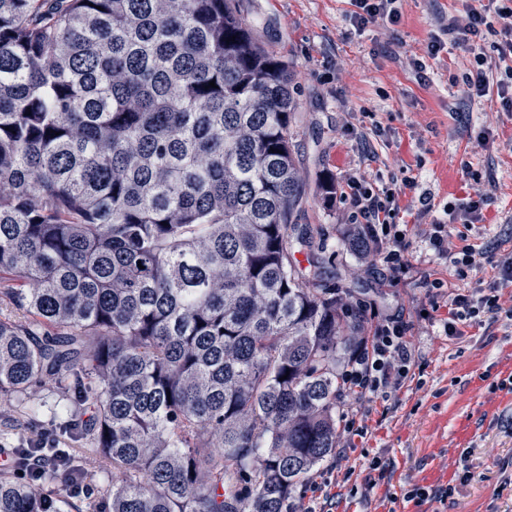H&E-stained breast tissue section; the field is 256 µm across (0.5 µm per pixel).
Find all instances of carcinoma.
<instances>
[{"label":"carcinoma","instance_id":"carcinoma-1","mask_svg":"<svg viewBox=\"0 0 512 512\" xmlns=\"http://www.w3.org/2000/svg\"><path fill=\"white\" fill-rule=\"evenodd\" d=\"M240 2L0 0V414L74 427L108 512H284L336 453L363 324L296 222L291 77ZM42 454L0 512H61Z\"/></svg>","mask_w":512,"mask_h":512}]
</instances>
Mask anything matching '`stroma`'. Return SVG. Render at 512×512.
Masks as SVG:
<instances>
[{
    "label": "stroma",
    "mask_w": 512,
    "mask_h": 512,
    "mask_svg": "<svg viewBox=\"0 0 512 512\" xmlns=\"http://www.w3.org/2000/svg\"><path fill=\"white\" fill-rule=\"evenodd\" d=\"M474 0H401L396 33L374 24L357 29L349 0H243L242 10L259 42L285 60L297 101L292 116L295 161L305 195L298 223L334 254L338 294L366 307L367 330L381 316L404 312L413 358L400 389L362 409V434L345 430V407L336 410L339 440L348 444L325 491L332 512H512V321L459 323L447 335L444 295L461 288L456 266L438 258L418 227L446 220L466 198L490 200L473 226L455 224L453 238L482 252L486 262L471 279L491 280L493 262L512 256V112L501 109L498 88L512 96V63L487 73L490 92L468 99L460 80L472 55L445 44L429 57L428 44L450 18L464 17ZM426 64L418 72L415 61ZM369 148H362V140ZM362 170L377 186L398 185L400 223L406 224L409 269L361 270L341 232L340 200L324 199L313 186ZM434 207L423 211L419 195ZM433 274L442 293L421 288ZM32 440L55 430L59 447L71 449L88 480L87 496L63 512H105L99 489L112 468L95 449L59 431L50 416L17 415L13 425ZM0 448L17 447L5 438ZM451 488L441 502L407 499L413 487Z\"/></svg>",
    "instance_id": "stroma-1"
}]
</instances>
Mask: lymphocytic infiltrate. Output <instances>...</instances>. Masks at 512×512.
<instances>
[{"label": "lymphocytic infiltrate", "instance_id": "f902f5d3", "mask_svg": "<svg viewBox=\"0 0 512 512\" xmlns=\"http://www.w3.org/2000/svg\"><path fill=\"white\" fill-rule=\"evenodd\" d=\"M497 31L500 40L494 49L498 59L512 57V0H479L468 10L463 20L449 22L448 39L472 53L475 66L464 73L461 81L469 98H482L489 93L485 68L488 57L481 44L485 33ZM336 192L344 204L340 222L348 236L367 235L368 253L374 263L393 272L407 268L405 259L406 232L396 223L398 211L393 189L379 188L368 183L364 174L353 173L338 183ZM420 233L439 255L452 258L460 277H467L476 265L471 250L457 252L444 222L435 221L421 228ZM512 285V258L498 266L497 277L487 286L477 285L451 293L448 300V320L444 325L449 335H457L459 320L479 316L497 317L512 308L503 309L498 289ZM407 323L402 314L382 317L368 345L359 347L348 357L342 372L344 394L356 402L373 403L389 399L402 383L413 353L406 338Z\"/></svg>", "mask_w": 512, "mask_h": 512}]
</instances>
